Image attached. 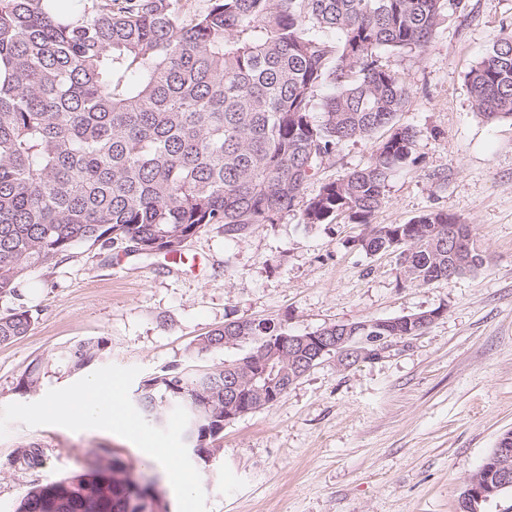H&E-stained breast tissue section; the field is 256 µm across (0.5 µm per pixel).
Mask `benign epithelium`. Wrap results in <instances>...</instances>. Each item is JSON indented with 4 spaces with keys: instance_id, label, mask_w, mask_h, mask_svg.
<instances>
[{
    "instance_id": "1",
    "label": "benign epithelium",
    "mask_w": 512,
    "mask_h": 512,
    "mask_svg": "<svg viewBox=\"0 0 512 512\" xmlns=\"http://www.w3.org/2000/svg\"><path fill=\"white\" fill-rule=\"evenodd\" d=\"M435 317L434 313H420L291 336L286 333L279 336H256L251 333L255 322H249L240 335L224 337V345L236 347L240 343L252 341L256 348L224 372V414L212 412L208 408L201 411L193 425V448L190 452L209 460L211 449L207 448V441L216 424H228L252 412L259 403L273 402L279 393L315 367L316 361L333 357L337 364L342 365L346 355L351 353L363 358L374 357L399 339V335L425 328ZM511 438L512 433L504 435L503 447L483 463V469L492 471L495 479L485 482L473 479L463 486L458 497L461 512H483L485 505L502 489L512 485ZM115 476L125 486L129 509L136 512H166L163 496L144 484L130 468L116 470Z\"/></svg>"
}]
</instances>
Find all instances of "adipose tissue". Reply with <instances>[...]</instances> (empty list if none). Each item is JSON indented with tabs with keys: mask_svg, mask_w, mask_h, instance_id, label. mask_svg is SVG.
<instances>
[{
	"mask_svg": "<svg viewBox=\"0 0 512 512\" xmlns=\"http://www.w3.org/2000/svg\"><path fill=\"white\" fill-rule=\"evenodd\" d=\"M120 403V397L113 393L111 387L102 383L99 376L93 375L80 390L50 398L48 406L53 419L61 423L78 420L99 429H109L118 424L127 433L136 434L137 422L132 417L117 414Z\"/></svg>",
	"mask_w": 512,
	"mask_h": 512,
	"instance_id": "ef3b65f1",
	"label": "adipose tissue"
}]
</instances>
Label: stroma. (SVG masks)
I'll return each instance as SVG.
<instances>
[{"label": "stroma", "mask_w": 512, "mask_h": 512, "mask_svg": "<svg viewBox=\"0 0 512 512\" xmlns=\"http://www.w3.org/2000/svg\"><path fill=\"white\" fill-rule=\"evenodd\" d=\"M504 34H512V0H466L424 51L382 56L411 91L400 122L417 136L411 162L385 185L375 223L446 212L471 225L488 265L414 287L395 255L362 249L366 225L307 224L297 210L243 237L210 225L179 257L75 245L31 270L17 296L0 297V313L22 306L37 318L28 336L0 345V512H14L34 485L88 469L103 448L143 474L170 512H457L469 476L512 431V121H484L465 83ZM376 145H342L308 195L365 165ZM423 312L435 319L421 335L349 367L325 358L275 405L227 424L210 461L190 454L178 417L140 426L150 446L181 459L196 485L189 498L122 433L43 418L46 397L82 387L90 372L140 416L135 393L145 379L172 367L220 368L252 350L247 342L195 351L199 336L230 321L304 335ZM95 336L108 346L88 372L31 396L16 392L33 360ZM29 446L42 449V466L14 463Z\"/></svg>", "instance_id": "35a3bbf8"}]
</instances>
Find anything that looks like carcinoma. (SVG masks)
<instances>
[{"instance_id":"1","label":"carcinoma","mask_w":512,"mask_h":512,"mask_svg":"<svg viewBox=\"0 0 512 512\" xmlns=\"http://www.w3.org/2000/svg\"><path fill=\"white\" fill-rule=\"evenodd\" d=\"M448 0H205L188 16L183 0H0V296L27 273L83 243L127 255H176L210 224L244 236L302 206L306 224L341 215L369 224L383 189L408 162L415 132L399 123L411 104L405 78L381 55L423 51L445 20ZM475 112L512 119V35L495 39L465 75ZM329 87L320 109L315 92ZM320 112L316 117L313 112ZM368 163L307 186L342 143L370 140ZM461 220L444 212L378 224L367 248L404 258L414 286L452 277L446 241L427 229ZM472 272L490 261L470 238ZM31 310L0 315V344L30 333ZM230 321L197 340L224 350ZM106 347L91 337L31 362L16 390L89 366ZM143 390L148 423L171 412L185 429L198 401L224 410V370H174ZM42 485L15 512H129L125 488L94 469Z\"/></svg>"}]
</instances>
